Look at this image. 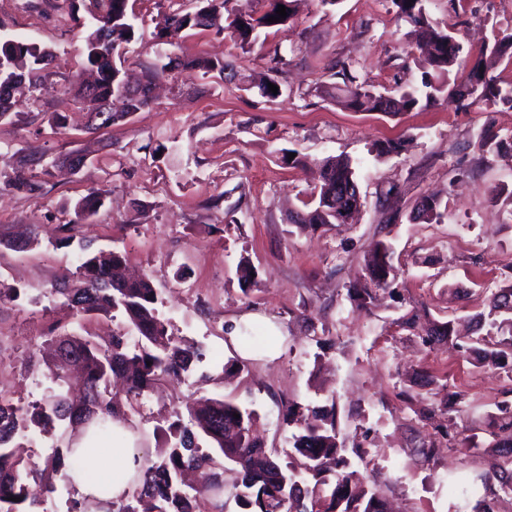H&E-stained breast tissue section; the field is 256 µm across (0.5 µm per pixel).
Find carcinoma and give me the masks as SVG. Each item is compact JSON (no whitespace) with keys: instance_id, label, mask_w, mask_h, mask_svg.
Returning a JSON list of instances; mask_svg holds the SVG:
<instances>
[{"instance_id":"1","label":"carcinoma","mask_w":512,"mask_h":512,"mask_svg":"<svg viewBox=\"0 0 512 512\" xmlns=\"http://www.w3.org/2000/svg\"><path fill=\"white\" fill-rule=\"evenodd\" d=\"M75 28L82 34L86 47V63L95 67L94 54L103 40L112 43L115 57H120L122 45L135 36L134 25L128 15L129 0H66ZM192 12L169 14L156 34L163 45L173 46L186 30L214 29L228 31L239 42L241 49L251 47L260 34L276 27L268 18L276 15L278 6L286 8L287 18L293 16L294 0H243L241 8L224 12L228 0H196ZM399 15L416 27V49L424 55L425 71L421 87L405 88L394 95H384L357 83L351 68L345 63L330 66L333 75L342 82L330 83L320 94L330 100L340 99L356 112H382L396 115L422 108L446 94L464 107L479 105L508 106L512 108V87L501 88L489 69L493 60L512 48V35L485 47L480 58L457 82L450 80L454 67L463 62L455 48V38L428 19L425 0H391ZM0 115L11 118L17 98L31 97L45 90V71L53 61L51 51L35 42L11 40L0 42ZM277 66L253 84L261 97L272 99V83L282 87L278 65L285 58L274 52ZM182 70L211 73L224 77L221 60L197 57L180 63ZM123 69L96 67V76L90 83L76 89L57 91L61 100L73 101L88 97L98 104L112 108V119H122L148 105L144 97L137 103L128 101L122 91ZM503 145V139L493 127L484 129L478 142L481 154H490ZM15 176L3 181V186L31 196H37L42 184L37 177L50 174L44 154L32 150L20 154L13 162ZM323 183L309 210L296 215L293 223L299 229L321 224H345L361 201L348 189L357 185L355 170L350 161L327 157L322 161ZM102 206V194L91 192L79 200L74 208L75 219L64 224L68 232L81 221L88 220ZM413 221L433 223L439 220V202L425 197L409 214ZM126 256L117 251L104 253L87 246L79 254L75 272L76 285L62 284L52 294L64 299V305L80 316L117 312L134 329L139 341L129 348L125 336L112 335L102 341L91 333L77 336L62 333L50 337L53 366L49 379L60 388L64 371L73 367L81 371L83 391L73 397L59 392L50 400L28 408L16 406L0 397V512H37L39 497L31 491V484L41 486L52 494L56 483L67 482V472L86 471L83 459L74 454L72 442L67 440L72 425L93 424L97 437H112V420L125 415L118 393L112 391L114 376L125 379V396L139 399L158 384L178 378L191 371L194 363L203 358V352L193 346H181L168 335L167 324L158 316L155 307L156 290L147 277L130 279L126 276ZM366 275L354 286L352 297L366 306L377 299V292L393 287L397 270L392 261L391 247L380 242L369 253ZM490 314L496 316L491 326L496 332L471 336L464 353L482 364L501 369L512 378V283L491 291ZM431 342L440 343L455 335L453 322H437L428 330ZM188 422L180 414L162 429L163 444L157 447L155 457L142 456L138 473L128 481L133 492H124L113 500L112 486L102 485L100 503L108 512H137L128 499L147 498L154 502L157 512H196L198 501L219 493L223 488L217 472L221 462L234 466L238 479L234 485L235 502L239 512H387L384 500L374 491L359 488L356 473L344 471L346 462L341 455L335 408L322 409L310 420H303L301 431L293 435L295 455L281 463L277 454L267 451L250 436L249 425L253 412L224 398L200 399L187 406ZM491 425L490 436L500 453L501 463L493 475L482 481L483 495L474 512H494L492 503L502 496H512V408L502 406ZM61 429L60 444L43 463L28 462L22 445L16 440L21 429ZM206 437L214 452L204 451L195 443L197 436ZM18 501H13V498Z\"/></svg>"}]
</instances>
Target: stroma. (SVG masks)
Here are the masks:
<instances>
[{"mask_svg": "<svg viewBox=\"0 0 512 512\" xmlns=\"http://www.w3.org/2000/svg\"><path fill=\"white\" fill-rule=\"evenodd\" d=\"M61 5L0 0V40H32L54 54L49 92L22 100L0 123V171L33 148L86 156L77 172L46 177L40 196L0 189V235L33 224L40 239L21 252L0 247V288L17 291L0 299V396L22 407L47 398L50 328L123 331L136 341L122 316L82 323L51 293L72 278L83 245L114 249L151 279L169 334L204 352L190 375L129 411L144 450H155L156 430L172 412L202 396L255 411L256 436L282 455L295 431L289 404H332L349 470L394 512H471L462 485L498 466L488 423L512 406V381L466 357L459 340L431 347L424 332L397 322L414 309L432 321L488 312L491 290L512 280V109L465 110L442 97L390 116L322 99L317 89L330 82L333 61L380 92L419 85L422 68L407 54L414 27L391 0H340L332 10L297 0L292 20L246 52L225 32L191 30L176 46L159 44L164 15L193 10L194 0H129L136 35L122 52L135 80L172 57L219 59L233 73L166 72L148 106L91 133L89 103L65 108L55 95L86 67L84 42ZM426 11L473 55L512 33V0H426ZM275 51L288 73L282 95L267 99L250 80L267 73ZM60 110L62 127L52 120ZM486 126L505 144L483 156L477 142ZM386 139L403 140L401 154L377 157ZM287 150L298 165L284 162ZM328 156L349 159L356 171L358 218L299 230L290 217L311 200ZM92 191L104 192L103 206L62 240L60 225ZM427 195L440 202L439 222L409 220ZM380 241L392 247L397 286L360 307L348 290ZM244 258L257 272L247 287L237 272ZM232 325L274 343H244L229 336ZM228 359L243 364L239 375L223 377ZM452 391L461 398L451 414Z\"/></svg>", "mask_w": 512, "mask_h": 512, "instance_id": "35a3bbf8", "label": "stroma"}]
</instances>
